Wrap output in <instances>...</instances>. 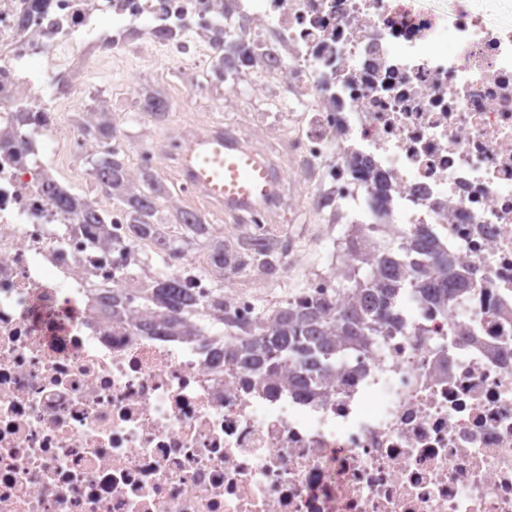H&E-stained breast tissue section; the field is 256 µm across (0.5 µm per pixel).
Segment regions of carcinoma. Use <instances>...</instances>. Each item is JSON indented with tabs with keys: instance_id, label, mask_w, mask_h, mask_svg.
Instances as JSON below:
<instances>
[{
	"instance_id": "cac0c4a2",
	"label": "carcinoma",
	"mask_w": 512,
	"mask_h": 512,
	"mask_svg": "<svg viewBox=\"0 0 512 512\" xmlns=\"http://www.w3.org/2000/svg\"><path fill=\"white\" fill-rule=\"evenodd\" d=\"M90 112L95 120L84 127L94 139L120 137L112 113L105 108L103 92L91 96ZM98 185L106 197L115 201L130 218L134 233L142 240L151 241L177 252L164 235L162 225L167 223L160 200L167 198V189L153 174L144 173L136 182L129 180L125 159H90ZM170 217L185 226L186 240H209L212 262L224 265V243L209 239V227L198 216L180 207L173 208ZM277 242H260L256 238L243 239L237 255L244 258L252 253L258 256L262 268L273 265ZM360 268L340 271L337 290L358 299L336 314L329 305L320 303L309 307L292 304L280 308L270 325L258 323L244 326L224 316L222 289L211 296L213 316L224 325L228 336L238 344L224 349V362L237 364L249 375L271 382L281 368L291 371L288 383L294 390L312 393L320 386L317 371L330 369L336 364L338 336L349 345H356L402 326L400 301L408 293L417 301L439 303L453 300L466 291L468 273L453 263L446 252H439L429 231L403 243L399 252L382 255L369 266L366 277H359ZM142 309H134L112 296V315L131 320L141 311L148 312L170 336L187 335L186 325L193 314L199 312L197 301L188 292V286L179 279L158 277L152 284L139 289Z\"/></svg>"
}]
</instances>
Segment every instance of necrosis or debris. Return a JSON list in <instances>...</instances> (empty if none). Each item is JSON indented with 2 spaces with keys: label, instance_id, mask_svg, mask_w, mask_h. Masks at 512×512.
I'll return each instance as SVG.
<instances>
[{
  "label": "necrosis or debris",
  "instance_id": "1",
  "mask_svg": "<svg viewBox=\"0 0 512 512\" xmlns=\"http://www.w3.org/2000/svg\"><path fill=\"white\" fill-rule=\"evenodd\" d=\"M133 41L272 90L321 223L432 230L469 295L412 304L315 395L113 319L155 273L124 210L56 204L43 158L128 153L62 115ZM369 258L294 301L339 309L338 267ZM0 512H512V25L477 0H0Z\"/></svg>",
  "mask_w": 512,
  "mask_h": 512
}]
</instances>
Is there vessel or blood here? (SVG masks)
Listing matches in <instances>:
<instances>
[{
  "label": "vessel or blood",
  "mask_w": 512,
  "mask_h": 512,
  "mask_svg": "<svg viewBox=\"0 0 512 512\" xmlns=\"http://www.w3.org/2000/svg\"><path fill=\"white\" fill-rule=\"evenodd\" d=\"M175 164L182 185L227 213L269 208L281 192V176L265 149L226 135L220 126L180 141Z\"/></svg>",
  "instance_id": "b4317fda"
}]
</instances>
